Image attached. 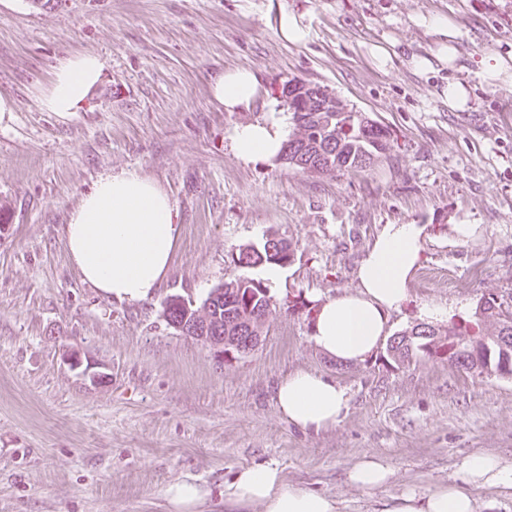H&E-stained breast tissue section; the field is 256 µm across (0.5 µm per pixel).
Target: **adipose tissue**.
I'll return each mask as SVG.
<instances>
[{"mask_svg":"<svg viewBox=\"0 0 512 512\" xmlns=\"http://www.w3.org/2000/svg\"><path fill=\"white\" fill-rule=\"evenodd\" d=\"M103 70L99 56L79 53L54 71L40 104L68 116L80 111ZM213 98L225 111L238 112L258 95L252 71H224L211 85ZM285 141L280 126L255 122L238 125L232 136L235 155L243 160L276 158ZM178 213L168 194L155 182L125 170L98 180L71 212L65 228L67 250L83 280L120 300L151 297L165 276L179 237ZM422 229L416 224L386 225L356 272L355 292L319 304L311 339L328 358L343 365L363 361L389 336L391 314L409 294L418 266ZM274 400L281 416L295 426L320 432L336 425L348 399L335 381L309 370L282 378ZM512 489V460L489 452L466 457L453 482L419 492L402 489L383 512H476V489ZM338 512L325 493L297 488L271 464L240 467L224 483L228 512Z\"/></svg>","mask_w":512,"mask_h":512,"instance_id":"1","label":"adipose tissue"}]
</instances>
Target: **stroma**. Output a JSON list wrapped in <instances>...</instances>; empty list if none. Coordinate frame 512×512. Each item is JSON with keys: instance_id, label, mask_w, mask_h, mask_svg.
<instances>
[{"instance_id": "stroma-1", "label": "stroma", "mask_w": 512, "mask_h": 512, "mask_svg": "<svg viewBox=\"0 0 512 512\" xmlns=\"http://www.w3.org/2000/svg\"><path fill=\"white\" fill-rule=\"evenodd\" d=\"M283 10L305 42L277 35ZM435 15L447 36L427 25ZM444 42L453 61L417 72ZM81 52L104 64L90 100L67 117L44 111L54 70ZM498 60L508 69L489 78ZM240 67L261 94L227 112L211 84ZM292 78L387 126L391 151L333 177L236 157L238 125L276 120L292 134L278 92ZM454 81L468 93L456 110L443 94ZM0 95L16 105L0 114V512H173L166 490L187 478L204 493L195 512H224L225 480L259 463L339 512H380L403 488L448 482L471 453L512 457V378L423 357L338 364L312 342L303 308L354 291L388 224L424 228L393 331L444 327L483 296H512V0H0ZM128 169L167 192L181 226L161 287L140 302L84 283L65 244L82 196ZM458 224L474 235L458 238ZM270 237L293 259L265 284L254 350L221 359L167 325L168 296L199 303L224 281L260 279L233 256ZM67 350L108 382L71 371ZM298 369L345 389L335 427L306 432L278 413L275 388ZM366 453L393 470L373 491L344 479Z\"/></svg>"}]
</instances>
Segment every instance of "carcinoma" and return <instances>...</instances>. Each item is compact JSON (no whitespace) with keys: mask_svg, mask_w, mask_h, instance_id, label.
<instances>
[{"mask_svg":"<svg viewBox=\"0 0 512 512\" xmlns=\"http://www.w3.org/2000/svg\"><path fill=\"white\" fill-rule=\"evenodd\" d=\"M292 96L294 132L284 145L278 161L304 172L334 175L372 166L391 148L389 129L360 112L325 87L292 79L284 83ZM289 244L267 239L262 247L238 248L234 262L242 267L263 263L288 264ZM271 298L262 285L248 277H237L212 289L202 304L188 309L176 304V296L166 299L163 317L170 327L182 326L185 336H222L224 341L247 347V341L261 335L262 322ZM467 326L456 323L435 327L420 323L406 328L387 343L384 359L403 365L415 357L440 359L468 371L512 377V347L502 350L501 336L512 334V305L493 297L482 298ZM454 336L448 344L445 337Z\"/></svg>","mask_w":512,"mask_h":512,"instance_id":"1","label":"carcinoma"}]
</instances>
